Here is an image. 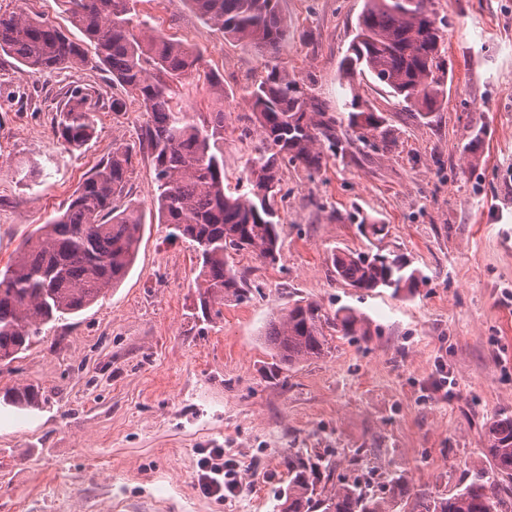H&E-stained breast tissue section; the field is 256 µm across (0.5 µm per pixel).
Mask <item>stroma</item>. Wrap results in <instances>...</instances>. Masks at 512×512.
Returning <instances> with one entry per match:
<instances>
[{"instance_id":"stroma-1","label":"stroma","mask_w":512,"mask_h":512,"mask_svg":"<svg viewBox=\"0 0 512 512\" xmlns=\"http://www.w3.org/2000/svg\"><path fill=\"white\" fill-rule=\"evenodd\" d=\"M365 0H281L285 60L341 109V60ZM448 60L446 92L430 123L361 81L368 105L396 137L391 149L355 144L315 177L285 170L282 252L273 265L244 254L248 297L204 321L195 254L155 218V185L138 146L137 102L99 68L21 73L0 52V268L22 239L64 207L113 144L139 149L128 198L144 215L125 282L0 362V395L39 393L33 408L0 402V512H277L289 455L330 456L337 474L372 485L404 473L428 496L456 492L490 469L486 426L512 415V0H431ZM140 18L196 48L224 79V173L236 181L258 145L241 137L246 89L261 60L224 39L188 0H138ZM99 101L96 133L69 151L51 131L66 91ZM481 129L475 157L462 154ZM377 217L361 234L354 212ZM336 249L402 255L422 279L410 293L363 292L337 281ZM297 299L327 313L352 307L370 334L336 338L324 358L272 374L262 333ZM447 389H440L441 377ZM220 448L242 488L207 494L200 460Z\"/></svg>"}]
</instances>
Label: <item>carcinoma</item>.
Listing matches in <instances>:
<instances>
[{
    "instance_id": "obj_1",
    "label": "carcinoma",
    "mask_w": 512,
    "mask_h": 512,
    "mask_svg": "<svg viewBox=\"0 0 512 512\" xmlns=\"http://www.w3.org/2000/svg\"><path fill=\"white\" fill-rule=\"evenodd\" d=\"M60 2L82 38H70L38 14L12 11L0 14V51L15 58L24 73L91 64L123 90L124 97L112 99V111H122L128 99L140 103L146 116L142 141L156 186L155 215L171 237L193 247L197 307L211 320L222 315L224 301L247 298L244 273L230 263L233 256L247 252L268 265L280 259L278 195L284 168L312 178L329 157L344 155L357 141L376 137L389 143L385 117L361 99L354 77H370L425 120L446 91L443 34L434 25L429 0H366L340 65L350 91L342 117L282 60L287 24L280 0H188L224 38L251 47L265 60L264 71L247 90L260 147L245 160L232 189L224 176V110L187 112L178 102L179 86L200 69L202 53L161 35L139 18L132 0ZM206 93L223 102L224 79L208 75ZM97 108L87 88H70L56 114L54 137L69 150H80L94 137ZM343 122L351 131L344 139L336 134ZM136 156L135 147L113 144L111 155L78 185L65 208L28 234L13 261L0 269V360L18 358L47 325L89 308L127 278L144 225L139 207L123 201ZM357 219L366 235L384 230L371 215ZM330 261L338 280L366 292L393 281L396 295L418 282L417 271L399 254L342 249L332 251ZM330 331L343 338L369 335L367 319L356 310L341 307L330 316L319 304L299 299L272 317L265 336L276 367L289 370L324 356ZM4 400L17 407L35 404L25 387L5 393ZM484 447L492 472L476 474L449 496L424 501L403 473L393 474L379 493L369 491L370 480L362 475L320 489V477L334 475L331 463L290 455L279 512H393L410 498V512H501V486L512 482L511 415L490 422Z\"/></svg>"
}]
</instances>
